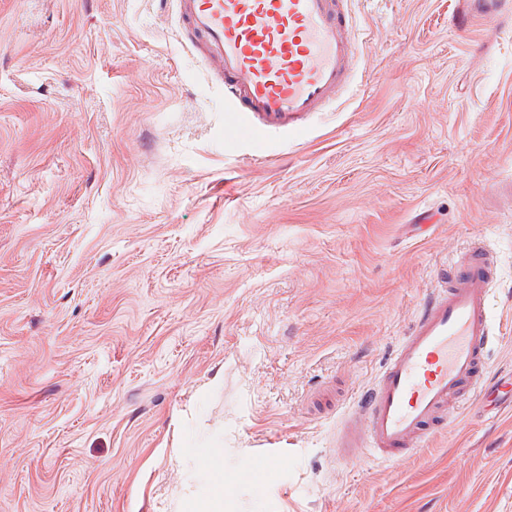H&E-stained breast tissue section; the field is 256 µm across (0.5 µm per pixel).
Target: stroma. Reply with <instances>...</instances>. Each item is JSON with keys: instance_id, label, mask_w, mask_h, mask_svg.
<instances>
[{"instance_id": "stroma-1", "label": "stroma", "mask_w": 512, "mask_h": 512, "mask_svg": "<svg viewBox=\"0 0 512 512\" xmlns=\"http://www.w3.org/2000/svg\"><path fill=\"white\" fill-rule=\"evenodd\" d=\"M346 6L357 73L290 128L225 112L172 0H0V512H189L209 459L223 512H512V17ZM477 245L486 388L339 457Z\"/></svg>"}]
</instances>
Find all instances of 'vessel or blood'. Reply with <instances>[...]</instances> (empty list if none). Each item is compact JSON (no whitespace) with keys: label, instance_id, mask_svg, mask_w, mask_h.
Returning a JSON list of instances; mask_svg holds the SVG:
<instances>
[{"label":"vessel or blood","instance_id":"vessel-or-blood-1","mask_svg":"<svg viewBox=\"0 0 512 512\" xmlns=\"http://www.w3.org/2000/svg\"><path fill=\"white\" fill-rule=\"evenodd\" d=\"M344 0H175L193 47L224 86V109L296 125L335 102L354 75L359 41ZM491 253L470 251L435 288L370 389L357 398L337 444L384 460L425 447V427L449 401L465 405L486 384L494 340Z\"/></svg>","mask_w":512,"mask_h":512}]
</instances>
